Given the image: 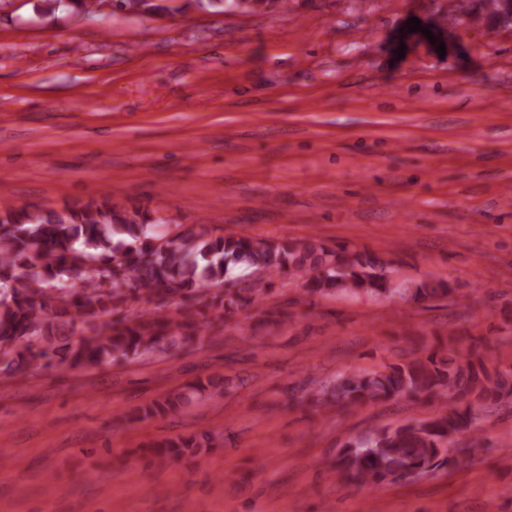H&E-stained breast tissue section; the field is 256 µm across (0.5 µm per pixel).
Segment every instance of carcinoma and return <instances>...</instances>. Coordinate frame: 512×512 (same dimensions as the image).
Here are the masks:
<instances>
[{"instance_id":"1","label":"carcinoma","mask_w":512,"mask_h":512,"mask_svg":"<svg viewBox=\"0 0 512 512\" xmlns=\"http://www.w3.org/2000/svg\"><path fill=\"white\" fill-rule=\"evenodd\" d=\"M202 9L260 11L284 0H197ZM133 13L158 9L152 0H116ZM502 9V0H464L462 11L479 22H489ZM162 218L137 211L116 210L107 203H87L62 211L23 210L0 213V364L10 367L24 360L51 361V347L41 340L58 327L59 312L75 311L84 318L87 334L71 347L59 369L72 371L136 355L159 345L172 330L192 341L199 329L198 312L184 308L176 318L159 311L130 313L121 319L96 321L109 305L143 295L159 299L191 291L219 288L230 271L245 265L257 274L243 289L215 295L212 305L228 312L260 303L265 283L280 274L301 281L308 296L328 297L338 291L387 294L392 291L382 274L385 263L370 251L331 248L313 239L263 240L241 232L212 238L204 231L181 228L165 246L153 228ZM67 285L70 295L37 291L33 284ZM80 285L77 291L72 286ZM446 283L437 288L423 283L415 296L448 297ZM512 396V371L497 359L471 355L463 359L416 358L381 370H358L336 378L314 391L309 402L317 406L356 408L398 398H439L454 402L448 412L433 419L396 428H384L349 442L336 459L335 470L346 481L379 485L409 474H426L445 465L443 456L452 436L477 428V408ZM211 436L168 440L151 446L154 455L171 460L194 459L216 447Z\"/></svg>"}]
</instances>
